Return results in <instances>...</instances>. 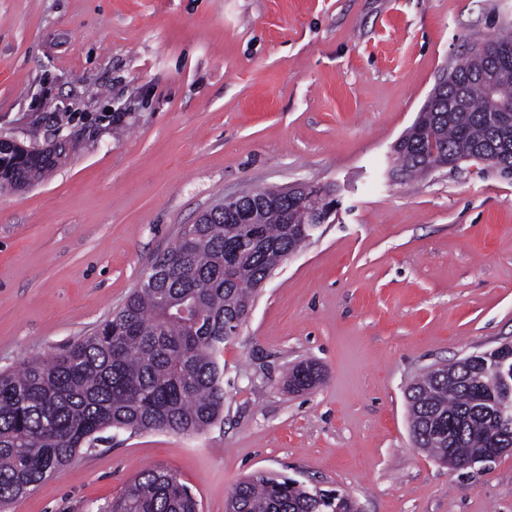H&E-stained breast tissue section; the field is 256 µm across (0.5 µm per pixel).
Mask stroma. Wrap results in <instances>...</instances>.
Returning <instances> with one entry per match:
<instances>
[{"mask_svg": "<svg viewBox=\"0 0 512 512\" xmlns=\"http://www.w3.org/2000/svg\"><path fill=\"white\" fill-rule=\"evenodd\" d=\"M508 27L512 0H0V135L77 143L0 191V369L119 310L223 198L312 182L340 201L225 347L221 420L113 432L10 512H97L152 466L199 512L256 472L358 512H512V454L437 464L405 398L426 369L512 343V179L392 175L438 78ZM53 112L74 120L55 131ZM305 360L322 381L289 392Z\"/></svg>", "mask_w": 512, "mask_h": 512, "instance_id": "stroma-1", "label": "stroma"}]
</instances>
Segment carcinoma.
Segmentation results:
<instances>
[{"label": "carcinoma", "instance_id": "cac0c4a2", "mask_svg": "<svg viewBox=\"0 0 512 512\" xmlns=\"http://www.w3.org/2000/svg\"><path fill=\"white\" fill-rule=\"evenodd\" d=\"M512 101V56L499 62L494 87L482 79L469 51L449 69L442 104L462 102L458 113L424 112L448 151L488 154L501 137L488 125L490 99ZM408 145L394 151L398 172L426 173V136L408 130ZM70 153L61 139L46 147L0 144V189L18 190L45 178ZM311 218L288 201L257 212L252 224L201 216L177 248L154 261L161 277L137 288L124 305L88 334L49 358L33 356L0 371V512L68 467L83 448L112 429L203 432L224 411V334L227 317L246 320L252 296L271 259L302 242L295 227ZM483 364L433 367L408 388L414 447L440 465L460 467L486 448H512L498 430L512 415V346L482 356ZM321 369L301 362L289 373L295 391L314 387ZM99 512H198L177 475L143 470L125 492ZM227 512H356L352 499L310 492L288 477L254 473L234 489Z\"/></svg>", "mask_w": 512, "mask_h": 512}]
</instances>
